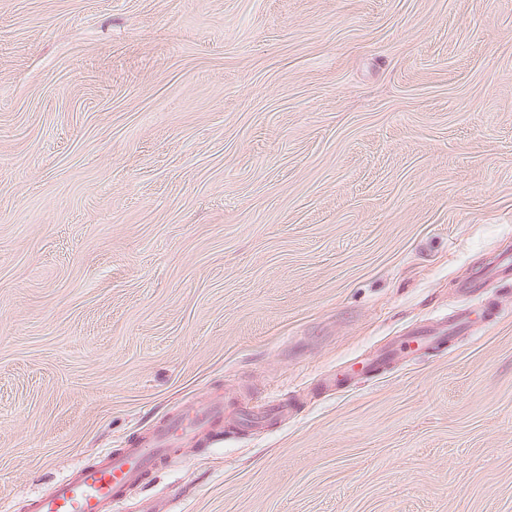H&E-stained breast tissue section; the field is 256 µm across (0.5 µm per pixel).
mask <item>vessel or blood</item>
<instances>
[{
  "label": "vessel or blood",
  "instance_id": "b4317fda",
  "mask_svg": "<svg viewBox=\"0 0 512 512\" xmlns=\"http://www.w3.org/2000/svg\"><path fill=\"white\" fill-rule=\"evenodd\" d=\"M224 416V400L198 401L192 411L169 418L148 437L93 464L73 470L52 492L34 499L32 512H112L113 505L142 483L146 473L195 432Z\"/></svg>",
  "mask_w": 512,
  "mask_h": 512
}]
</instances>
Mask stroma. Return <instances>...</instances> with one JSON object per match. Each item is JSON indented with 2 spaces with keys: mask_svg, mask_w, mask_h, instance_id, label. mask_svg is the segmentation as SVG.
<instances>
[{
  "mask_svg": "<svg viewBox=\"0 0 512 512\" xmlns=\"http://www.w3.org/2000/svg\"><path fill=\"white\" fill-rule=\"evenodd\" d=\"M505 251L512 0H0V512H512ZM224 418V398L198 401L192 411L169 418L148 437L121 453L100 454L73 470L52 492L31 503L32 512H112V505L144 480L146 473L180 442Z\"/></svg>",
  "mask_w": 512,
  "mask_h": 512,
  "instance_id": "1",
  "label": "stroma"
}]
</instances>
